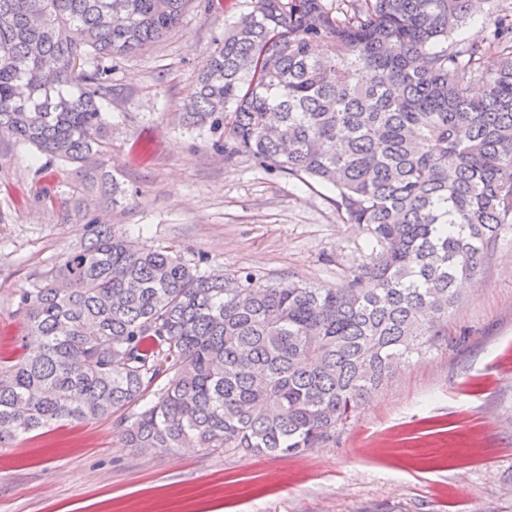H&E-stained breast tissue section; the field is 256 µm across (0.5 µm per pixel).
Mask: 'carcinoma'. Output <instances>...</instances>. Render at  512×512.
<instances>
[{
  "label": "carcinoma",
  "instance_id": "obj_1",
  "mask_svg": "<svg viewBox=\"0 0 512 512\" xmlns=\"http://www.w3.org/2000/svg\"><path fill=\"white\" fill-rule=\"evenodd\" d=\"M192 0H0V135L48 161L105 152L104 62ZM473 0H252L183 104L214 149L336 191L367 260L336 287L203 272L99 224L18 294L38 350L0 370V447L119 417L122 447L297 455L336 440L398 364L437 345L459 284L512 232V23ZM507 48L485 73L486 47ZM482 82L475 96L470 83ZM167 383L123 416L161 373ZM483 1V12L476 19L474 16L468 23L467 30L458 33L455 38H467L472 33L481 29V27H489L496 17L507 16L512 18V0H481Z\"/></svg>",
  "mask_w": 512,
  "mask_h": 512
}]
</instances>
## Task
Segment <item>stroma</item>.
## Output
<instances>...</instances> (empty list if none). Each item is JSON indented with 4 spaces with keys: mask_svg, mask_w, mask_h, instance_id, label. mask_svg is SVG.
I'll use <instances>...</instances> for the list:
<instances>
[{
    "mask_svg": "<svg viewBox=\"0 0 512 512\" xmlns=\"http://www.w3.org/2000/svg\"><path fill=\"white\" fill-rule=\"evenodd\" d=\"M250 0H193L177 28L112 62L100 101L116 203L71 164L0 136V365L34 349L16 298L91 224L170 246L203 271L341 285L368 252L332 188L224 158L179 115ZM113 417L62 423L0 447V512H512V233L448 314L445 341L398 365L335 442L299 455L203 448L139 454Z\"/></svg>",
    "mask_w": 512,
    "mask_h": 512,
    "instance_id": "obj_1",
    "label": "stroma"
}]
</instances>
